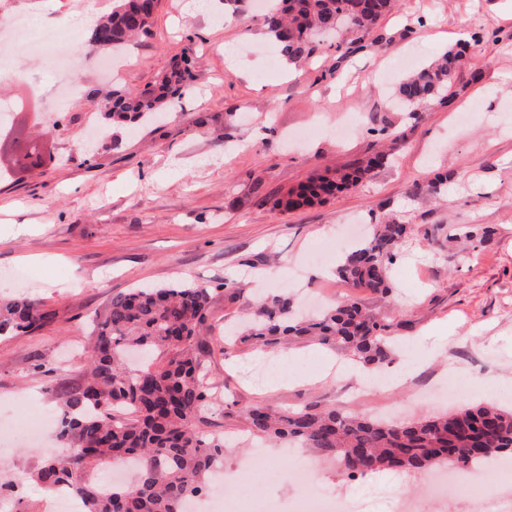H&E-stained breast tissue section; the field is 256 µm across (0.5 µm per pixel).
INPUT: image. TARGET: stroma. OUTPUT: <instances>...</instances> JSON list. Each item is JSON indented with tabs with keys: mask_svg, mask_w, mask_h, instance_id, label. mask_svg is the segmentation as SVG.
Masks as SVG:
<instances>
[{
	"mask_svg": "<svg viewBox=\"0 0 512 512\" xmlns=\"http://www.w3.org/2000/svg\"><path fill=\"white\" fill-rule=\"evenodd\" d=\"M188 0H158L154 24L124 54L112 79L96 76L85 54L78 105L58 114L61 76L51 57L25 53L14 73V45L0 39V96H34L16 113L42 133L40 169L0 172V297H29L51 315L32 333L0 335V512H52L31 474L55 428L40 442L30 423L60 416L59 395L87 359L93 318L112 296L151 284L210 288L215 344L259 302L281 296L322 307L351 298L391 326L417 369L399 387L362 391L359 381L325 374L342 360L316 341L279 344L280 372L303 384L253 383L259 354L236 344L206 358L218 404L202 430L226 441L224 463L252 460L235 501L291 502L297 448H249L244 414L262 403L279 410L336 408L347 413L419 419L455 409L442 395L454 374L469 402L512 406V0H404L348 53L332 40L293 60L281 53L260 17V0L190 10ZM113 0H0V29L25 18L65 31L78 15L111 12ZM449 49L465 53L448 103L411 113L395 105L405 78L400 57L425 65ZM187 55L193 90L156 124L115 127L100 110L115 87L140 90L164 61ZM400 131L393 142L387 129ZM384 154L385 167L321 206L293 211L273 202L310 176L344 170ZM450 178L440 197L414 192L436 173ZM394 220L410 233L390 267L391 294L347 287L335 262L354 226ZM473 226L490 237L465 240ZM21 271L24 282L9 280ZM447 339L430 341L436 330ZM378 499L405 494L417 512H476L452 496L434 504L419 479L403 472L372 476Z\"/></svg>",
	"mask_w": 512,
	"mask_h": 512,
	"instance_id": "obj_1",
	"label": "stroma"
}]
</instances>
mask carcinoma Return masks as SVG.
<instances>
[{
	"label": "carcinoma",
	"instance_id": "cac0c4a2",
	"mask_svg": "<svg viewBox=\"0 0 512 512\" xmlns=\"http://www.w3.org/2000/svg\"><path fill=\"white\" fill-rule=\"evenodd\" d=\"M99 20L89 42L98 56H110L153 25L157 0H115ZM396 0H267L263 24L292 58L315 51L318 33L352 45L375 27ZM464 52L444 53L405 77L397 96L411 109L448 91ZM189 59L173 57L158 82L139 91L114 89L105 112L115 123L134 124L165 109L172 98L192 91ZM386 156L334 176L318 175L277 200L285 210L322 205L373 170ZM15 163L33 170L42 163L37 148H27ZM405 224L371 225L367 239L347 250L336 275L352 288L383 295L391 291L389 265L408 236ZM210 289L177 283L133 288L112 297L97 317L87 363L77 386L62 395L57 439L65 454L42 459L34 480L69 490L87 512H185L186 502L204 490L206 475L224 459V441L200 433L202 412L212 407L202 357L211 354L200 338L207 320ZM49 313L33 299L0 300V334L31 332ZM391 324L357 302H344L317 318L299 320L284 296L260 307L257 319L239 340L261 339L275 346L286 339L316 338L334 344L351 358L374 368L392 353ZM247 431L271 441L297 442L336 460L351 477L401 470L422 472L450 466L468 469L512 455V409L492 404L463 406L441 416L397 424L335 408L277 412L262 404L244 414ZM140 462L132 488L104 491L90 471L104 460Z\"/></svg>",
	"mask_w": 512,
	"mask_h": 512
}]
</instances>
